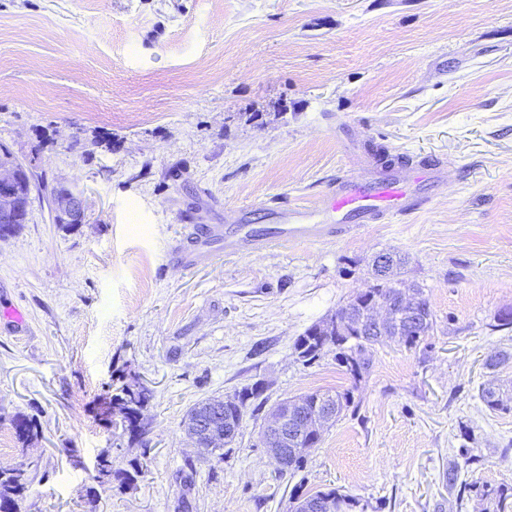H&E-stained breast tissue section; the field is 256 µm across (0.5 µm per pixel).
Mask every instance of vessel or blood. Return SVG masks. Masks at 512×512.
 <instances>
[{"mask_svg":"<svg viewBox=\"0 0 512 512\" xmlns=\"http://www.w3.org/2000/svg\"><path fill=\"white\" fill-rule=\"evenodd\" d=\"M442 182L438 161L422 163L410 175L380 174L369 178L349 176L329 184L317 205L283 204L272 209L275 226L250 224L204 226L179 246L176 259L190 267L220 255L259 253L275 243L330 241L356 233L364 225L387 215H408L425 202V193Z\"/></svg>","mask_w":512,"mask_h":512,"instance_id":"vessel-or-blood-1","label":"vessel or blood"}]
</instances>
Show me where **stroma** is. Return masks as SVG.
I'll use <instances>...</instances> for the list:
<instances>
[{"instance_id":"obj_1","label":"stroma","mask_w":512,"mask_h":512,"mask_svg":"<svg viewBox=\"0 0 512 512\" xmlns=\"http://www.w3.org/2000/svg\"><path fill=\"white\" fill-rule=\"evenodd\" d=\"M0 145L88 205L68 231L34 200L0 240V310L26 312L0 317V469L38 464L23 512H288L295 491L329 489L354 512H496L512 412L479 393L512 395V328L496 326L512 311V0H0ZM377 146L442 162L441 191L342 240L174 264L193 227L314 205L379 169ZM389 250L429 298L427 348L379 346L357 383L333 354L303 365L297 336ZM121 370L154 393L144 449L99 416ZM260 380L271 405L348 388L353 403L301 472L276 470L259 415L198 460L187 411ZM107 449L118 468L140 459L133 487L94 480Z\"/></svg>"}]
</instances>
